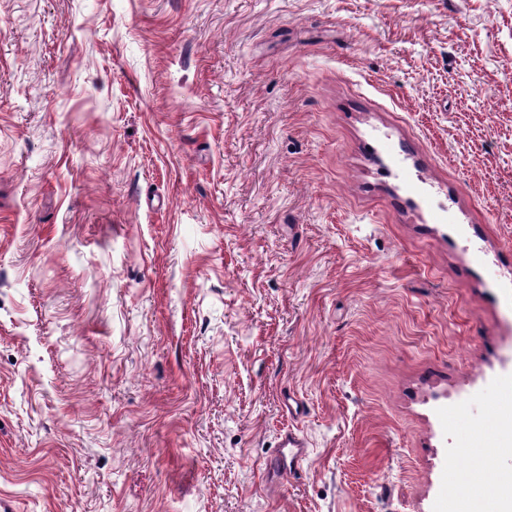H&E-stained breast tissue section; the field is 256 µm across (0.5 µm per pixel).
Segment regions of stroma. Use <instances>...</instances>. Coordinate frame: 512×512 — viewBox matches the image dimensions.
<instances>
[{
    "label": "stroma",
    "mask_w": 512,
    "mask_h": 512,
    "mask_svg": "<svg viewBox=\"0 0 512 512\" xmlns=\"http://www.w3.org/2000/svg\"><path fill=\"white\" fill-rule=\"evenodd\" d=\"M509 420L512 0H0V502L496 512ZM279 447L282 448L283 456L288 457L289 473L295 475L299 471L301 461L305 455V441L296 434L288 433L281 438Z\"/></svg>",
    "instance_id": "stroma-1"
}]
</instances>
